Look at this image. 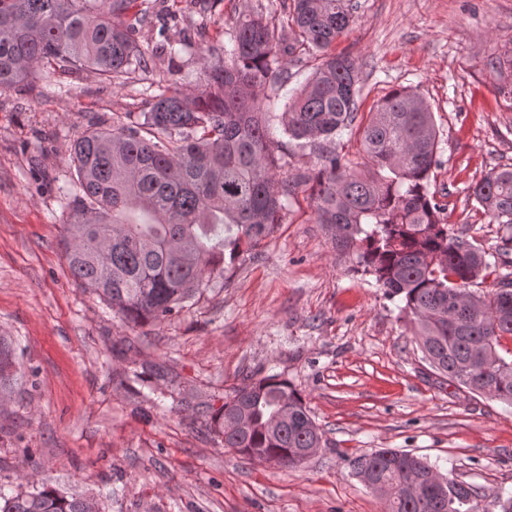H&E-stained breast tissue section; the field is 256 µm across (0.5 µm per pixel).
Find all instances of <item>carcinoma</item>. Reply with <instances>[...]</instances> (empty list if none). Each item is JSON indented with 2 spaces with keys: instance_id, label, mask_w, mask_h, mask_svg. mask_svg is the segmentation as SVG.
<instances>
[{
  "instance_id": "obj_1",
  "label": "carcinoma",
  "mask_w": 512,
  "mask_h": 512,
  "mask_svg": "<svg viewBox=\"0 0 512 512\" xmlns=\"http://www.w3.org/2000/svg\"><path fill=\"white\" fill-rule=\"evenodd\" d=\"M138 6L135 22L124 20ZM153 0H0V90L36 74L89 68L114 84L191 47L185 28L161 27L151 51L140 33L153 27ZM353 21L348 0H291L276 19L241 13L229 45L201 51L204 84L189 95L147 87L149 110L128 112L112 128L87 130L70 146L75 176L63 198L65 259L75 280L126 319L139 323L179 311L212 274H224V250L255 246L281 221L285 202L305 187L318 224L336 247H356L363 272L413 317L424 359L448 381L512 405V275L496 274L493 254L453 232L429 191L438 130L422 96L398 89L370 111L363 149L374 173L341 163L336 138L358 110L360 73L328 48ZM314 57L307 82L281 113L289 138L318 153L312 175L280 174L262 122L260 96L284 85L287 64ZM484 213L512 244V167L494 168L472 188ZM227 236H222L219 231ZM496 274V289L470 286ZM16 365L0 338V388ZM226 448L288 460L320 448L323 433L301 393L269 375L236 390L214 419ZM373 491L394 490L387 512H468L469 484H429L436 468L411 452L381 448L349 461ZM0 512H95L87 500L50 487L6 494Z\"/></svg>"
}]
</instances>
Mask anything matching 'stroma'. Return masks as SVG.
I'll return each mask as SVG.
<instances>
[{"instance_id": "35a3bbf8", "label": "stroma", "mask_w": 512, "mask_h": 512, "mask_svg": "<svg viewBox=\"0 0 512 512\" xmlns=\"http://www.w3.org/2000/svg\"><path fill=\"white\" fill-rule=\"evenodd\" d=\"M355 22L330 48L361 65L355 121L336 142L362 168L360 129L373 104L409 88L430 104L438 163L429 190L456 232L496 250L499 225L472 196L512 165V0H351ZM282 0H224L223 15L171 61L116 86L97 73L0 90V336L17 368L0 402V489L48 485L98 512H386L347 464L378 448L427 458L472 484V512L512 494V405L448 383L426 362L402 301L336 249L304 194L257 246L226 260L176 314L134 324L76 281L64 257L62 198L73 138L146 110L149 82L201 87V48L228 43L242 11ZM267 87L282 176L318 157L278 117L311 62ZM277 374L302 394L326 440L303 465L274 467L225 448L212 419L248 379Z\"/></svg>"}]
</instances>
